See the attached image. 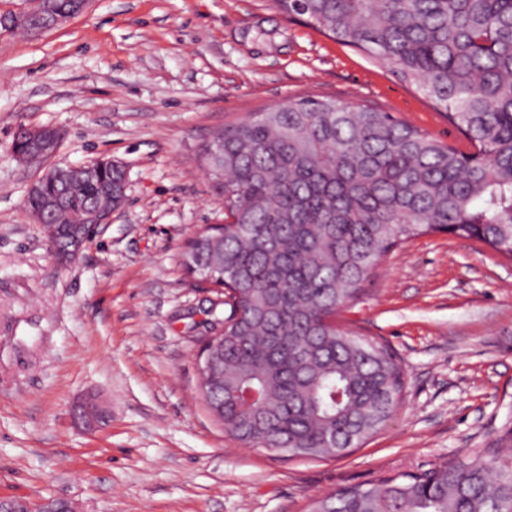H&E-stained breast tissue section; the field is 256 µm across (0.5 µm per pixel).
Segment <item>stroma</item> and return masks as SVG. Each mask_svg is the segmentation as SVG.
<instances>
[{"mask_svg":"<svg viewBox=\"0 0 512 512\" xmlns=\"http://www.w3.org/2000/svg\"><path fill=\"white\" fill-rule=\"evenodd\" d=\"M303 98L391 113L470 152L444 112L366 53L277 0H92L40 35L0 30V500L78 512H309L315 497L431 465L512 458V260L446 234L392 249L340 310L386 343L404 398L329 459L248 447L209 413L198 352L228 313L186 270L224 221L201 158L215 130ZM54 127L57 159H112L126 200L60 264L26 205L39 167L20 126ZM93 397L111 418L71 416Z\"/></svg>","mask_w":512,"mask_h":512,"instance_id":"1","label":"stroma"}]
</instances>
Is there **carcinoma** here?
Here are the masks:
<instances>
[{"instance_id": "cac0c4a2", "label": "carcinoma", "mask_w": 512, "mask_h": 512, "mask_svg": "<svg viewBox=\"0 0 512 512\" xmlns=\"http://www.w3.org/2000/svg\"><path fill=\"white\" fill-rule=\"evenodd\" d=\"M415 86L474 147L388 112L306 98L224 126V209L186 256L224 274L208 408L245 445L336 458L399 407L389 347L333 321L405 241L448 233L512 259V0H279ZM259 402L245 406L238 393ZM311 512H512V462L449 461L320 496Z\"/></svg>"}]
</instances>
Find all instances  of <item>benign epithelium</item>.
I'll return each instance as SVG.
<instances>
[{"instance_id":"obj_1","label":"benign epithelium","mask_w":512,"mask_h":512,"mask_svg":"<svg viewBox=\"0 0 512 512\" xmlns=\"http://www.w3.org/2000/svg\"><path fill=\"white\" fill-rule=\"evenodd\" d=\"M89 3L90 0H73L72 8L63 11L57 7L56 0H32L31 7L21 14L0 15V26L12 29L24 25L34 34L43 33L80 15ZM62 139V132L56 128L23 126L20 128L17 141L24 143V149L14 147L12 152L22 163L27 162L31 154L47 161L57 154ZM206 147L209 148L213 163L210 173L218 175L224 170L223 139L214 136ZM110 167H115V163L109 158H95L77 165L59 163L46 169L41 176L30 183L27 201L34 202L30 210L36 222L41 224L47 218L56 222L52 242L59 262L67 263L75 259L96 230L112 223V213L121 207L125 200L126 182L106 185L110 199L109 205L91 204L76 224L67 223V208L63 200L49 195L47 187L53 183L73 187L94 185L102 172ZM222 333L224 329L219 328L206 339L198 359L200 373H209L213 370L215 356L224 344ZM72 415L75 420L89 429L100 427L109 418L108 410L92 398L76 403L72 408Z\"/></svg>"}]
</instances>
